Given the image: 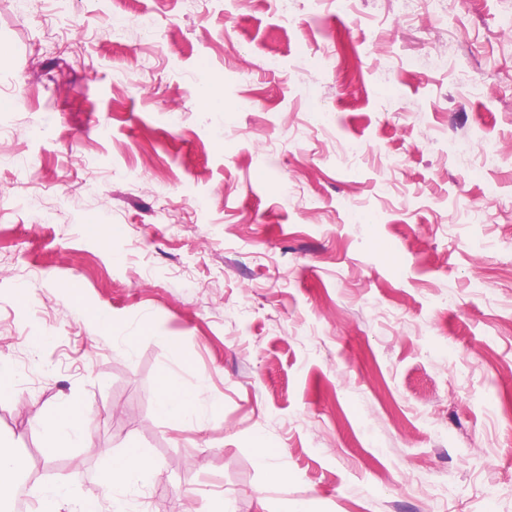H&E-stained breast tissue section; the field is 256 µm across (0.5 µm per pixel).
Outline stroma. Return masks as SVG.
Returning <instances> with one entry per match:
<instances>
[{"instance_id":"stroma-1","label":"stroma","mask_w":512,"mask_h":512,"mask_svg":"<svg viewBox=\"0 0 512 512\" xmlns=\"http://www.w3.org/2000/svg\"><path fill=\"white\" fill-rule=\"evenodd\" d=\"M1 101L32 485L107 500L134 445L128 512H512V0H0ZM164 373L221 407L171 428ZM76 396L93 434L47 457ZM93 416V406L78 398L52 410H37L34 419L44 432L47 454L54 455L74 441L88 439ZM156 470V464L140 448H127L122 454L103 451L101 478L104 486L113 490L109 512H124L125 493L135 487L140 480Z\"/></svg>"}]
</instances>
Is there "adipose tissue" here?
<instances>
[{
	"label": "adipose tissue",
	"instance_id": "1",
	"mask_svg": "<svg viewBox=\"0 0 512 512\" xmlns=\"http://www.w3.org/2000/svg\"><path fill=\"white\" fill-rule=\"evenodd\" d=\"M198 400V393L184 389L170 376H162L157 409L163 417L179 426L188 425ZM93 416V406L78 398L52 410H37L34 419L44 432L47 454L88 439ZM155 469L153 459L139 448L130 447L118 455L107 451L103 454L101 478L104 486L113 492L109 506H102L95 499H74L62 484L49 490L33 488L32 495L40 503L41 512H125V493Z\"/></svg>",
	"mask_w": 512,
	"mask_h": 512
}]
</instances>
